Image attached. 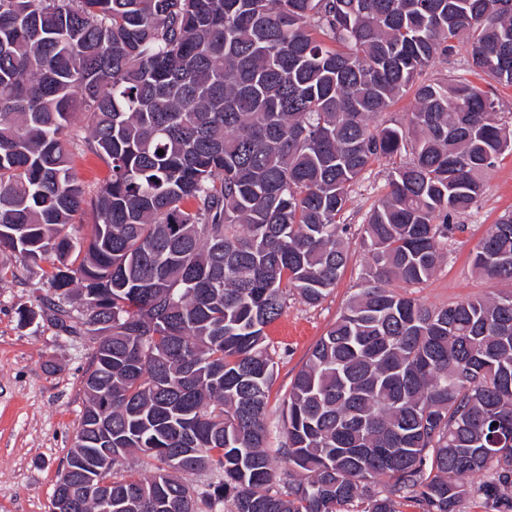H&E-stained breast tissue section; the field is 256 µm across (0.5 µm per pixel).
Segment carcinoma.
<instances>
[{"label": "carcinoma", "instance_id": "carcinoma-1", "mask_svg": "<svg viewBox=\"0 0 512 512\" xmlns=\"http://www.w3.org/2000/svg\"><path fill=\"white\" fill-rule=\"evenodd\" d=\"M463 39L512 86V0H0V250L56 261L19 320L95 344L66 512H100L94 448L148 465L105 475L112 512H460L471 475L487 512H512V294L434 307L393 290L433 276L512 154L489 92L418 81ZM410 90L408 127L378 123ZM79 118L111 171L92 195L70 172ZM404 153L273 453L265 329L289 296L335 288L352 187ZM471 263L512 281L511 212ZM200 472L218 481L180 478Z\"/></svg>", "mask_w": 512, "mask_h": 512}]
</instances>
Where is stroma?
<instances>
[{"mask_svg": "<svg viewBox=\"0 0 512 512\" xmlns=\"http://www.w3.org/2000/svg\"><path fill=\"white\" fill-rule=\"evenodd\" d=\"M390 162L370 166L353 186L344 214L359 228L388 190ZM512 212V156L483 177L477 205L458 218L465 224L447 259L413 297L442 307L466 298L512 293V283L477 275L470 252L491 224ZM350 261L335 288L318 305L289 297L280 318L267 330L277 373L268 406L271 448L283 442L282 399L305 363L315 341L343 312L357 289L367 257L357 237H350ZM0 512H52L53 495L86 404L81 379L93 353L89 341L59 333L48 322L21 325L18 311L36 306L49 289L51 259L21 263L0 251Z\"/></svg>", "mask_w": 512, "mask_h": 512, "instance_id": "35a3bbf8", "label": "stroma"}]
</instances>
